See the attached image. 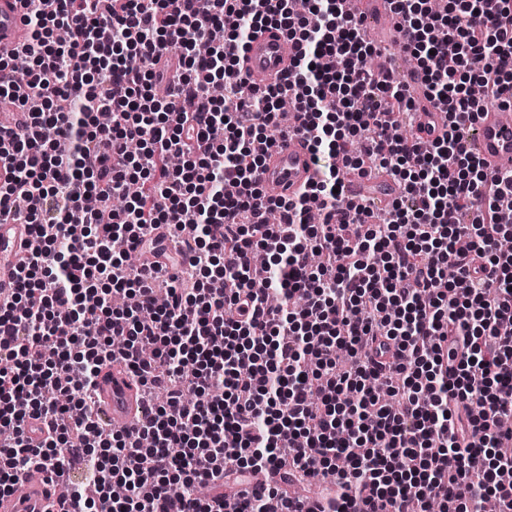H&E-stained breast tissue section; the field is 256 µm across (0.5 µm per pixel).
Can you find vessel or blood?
Masks as SVG:
<instances>
[{
    "instance_id": "b4317fda",
    "label": "vessel or blood",
    "mask_w": 512,
    "mask_h": 512,
    "mask_svg": "<svg viewBox=\"0 0 512 512\" xmlns=\"http://www.w3.org/2000/svg\"><path fill=\"white\" fill-rule=\"evenodd\" d=\"M366 25L376 29L390 23L387 0H360ZM27 38L18 0H0V55L20 48ZM291 52L284 33L275 28L259 32L242 56L243 70L252 84H269L288 70ZM407 86L421 110L424 126L415 142L424 144L441 136L445 130L443 112L437 111L424 93L423 74L411 70ZM477 138L473 152L487 170L512 169V113L498 108L486 109L475 122ZM318 176L315 157L307 141L299 136L281 139L266 155L260 182L264 193L273 198H291L301 193ZM347 193L360 204L378 206L392 203L403 193L402 186L382 173L350 178ZM29 228L24 224H0V295L12 293V276L26 254ZM97 392L99 415L113 430L131 431L142 418L137 384L126 374L102 373ZM60 480L45 468H29L18 475L15 492L0 496V512H57Z\"/></svg>"
}]
</instances>
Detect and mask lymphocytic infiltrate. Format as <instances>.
Returning <instances> with one entry per match:
<instances>
[{
  "instance_id": "1",
  "label": "lymphocytic infiltrate",
  "mask_w": 512,
  "mask_h": 512,
  "mask_svg": "<svg viewBox=\"0 0 512 512\" xmlns=\"http://www.w3.org/2000/svg\"><path fill=\"white\" fill-rule=\"evenodd\" d=\"M20 2L28 38L0 56V98L29 123L0 134V222L22 219L41 248L0 302V493L79 464L65 512H213L196 484L273 468L328 479L330 512L367 497L512 512V169L468 146L483 107L512 108V0H390L447 108L423 151L390 136L413 100L367 68L376 48L344 0ZM270 26L290 71L244 94L247 36ZM172 52L181 90L163 101ZM285 100L321 172L292 200L259 180ZM372 169L407 191L381 216L341 193ZM156 226L181 249L147 274L128 258ZM117 364L146 408L101 460L82 430Z\"/></svg>"
}]
</instances>
